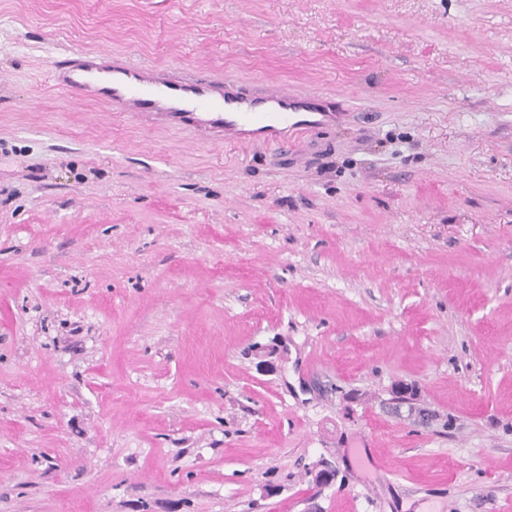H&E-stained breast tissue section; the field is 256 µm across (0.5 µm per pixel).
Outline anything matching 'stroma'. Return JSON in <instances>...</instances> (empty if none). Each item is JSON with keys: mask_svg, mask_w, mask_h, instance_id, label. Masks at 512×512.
Instances as JSON below:
<instances>
[{"mask_svg": "<svg viewBox=\"0 0 512 512\" xmlns=\"http://www.w3.org/2000/svg\"><path fill=\"white\" fill-rule=\"evenodd\" d=\"M82 51L335 119L205 141ZM0 512H512V0H0Z\"/></svg>", "mask_w": 512, "mask_h": 512, "instance_id": "stroma-1", "label": "stroma"}]
</instances>
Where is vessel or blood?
Listing matches in <instances>:
<instances>
[{
  "mask_svg": "<svg viewBox=\"0 0 512 512\" xmlns=\"http://www.w3.org/2000/svg\"><path fill=\"white\" fill-rule=\"evenodd\" d=\"M51 78L57 87L77 91L112 112L188 128L203 140L284 145L289 132L312 124L309 113L280 92L253 98L226 91L220 78L186 80L119 55L79 53L56 62Z\"/></svg>",
  "mask_w": 512,
  "mask_h": 512,
  "instance_id": "1",
  "label": "vessel or blood"
}]
</instances>
